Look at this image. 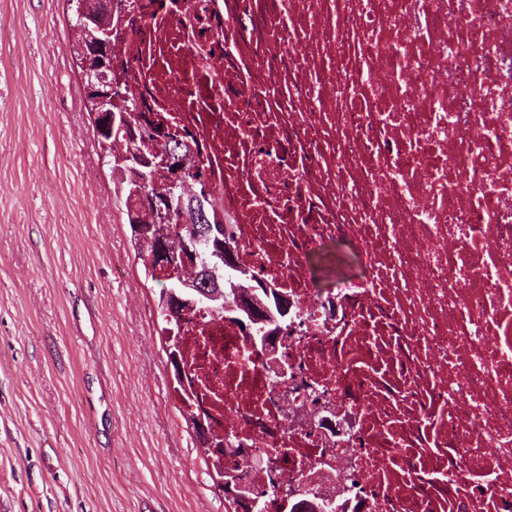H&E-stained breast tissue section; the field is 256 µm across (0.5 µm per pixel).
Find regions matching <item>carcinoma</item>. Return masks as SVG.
<instances>
[{
	"instance_id": "obj_1",
	"label": "carcinoma",
	"mask_w": 512,
	"mask_h": 512,
	"mask_svg": "<svg viewBox=\"0 0 512 512\" xmlns=\"http://www.w3.org/2000/svg\"><path fill=\"white\" fill-rule=\"evenodd\" d=\"M74 16L72 53L76 63L83 60L90 34L82 27L81 16L92 21L97 35H110L123 21L136 19L128 0H68ZM113 97L122 102L123 120L115 123L94 111L90 97L86 108L93 115L99 147L112 174V190L130 230L134 252L144 272L159 285L156 306L157 323L166 342V357L183 411L185 423L192 429L196 447L204 449L219 477H224V447L221 435L213 431L202 434L197 413L189 410L182 364V335L194 323V315L208 309L218 316L231 311L251 332L264 336L283 333L280 324L287 307L265 288L241 296V305L230 310L224 306V295L231 293L224 281V269L234 266L233 239L224 237V216L216 208L209 187L207 170L199 145L180 134L169 121L160 116L145 117L137 111L134 98L125 87L112 86ZM172 152L183 161L184 171L201 177L195 207L204 210L205 221L195 225L196 234H189L183 225L192 223L193 209L180 204L164 211L156 209L150 197L171 192L174 172L160 168V159ZM153 174L151 181H140V172Z\"/></svg>"
}]
</instances>
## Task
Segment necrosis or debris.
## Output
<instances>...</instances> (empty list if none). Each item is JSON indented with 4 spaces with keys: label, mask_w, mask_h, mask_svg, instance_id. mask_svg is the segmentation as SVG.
Instances as JSON below:
<instances>
[{
    "label": "necrosis or debris",
    "mask_w": 512,
    "mask_h": 512,
    "mask_svg": "<svg viewBox=\"0 0 512 512\" xmlns=\"http://www.w3.org/2000/svg\"><path fill=\"white\" fill-rule=\"evenodd\" d=\"M136 8L134 97L196 139L238 266L288 302L281 383L230 320L184 336L226 475L283 485L266 512H512V0Z\"/></svg>",
    "instance_id": "obj_1"
}]
</instances>
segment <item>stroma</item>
Here are the masks:
<instances>
[{"label": "stroma", "instance_id": "stroma-1", "mask_svg": "<svg viewBox=\"0 0 512 512\" xmlns=\"http://www.w3.org/2000/svg\"><path fill=\"white\" fill-rule=\"evenodd\" d=\"M68 0H0V512H224L174 397L72 57Z\"/></svg>", "mask_w": 512, "mask_h": 512}]
</instances>
